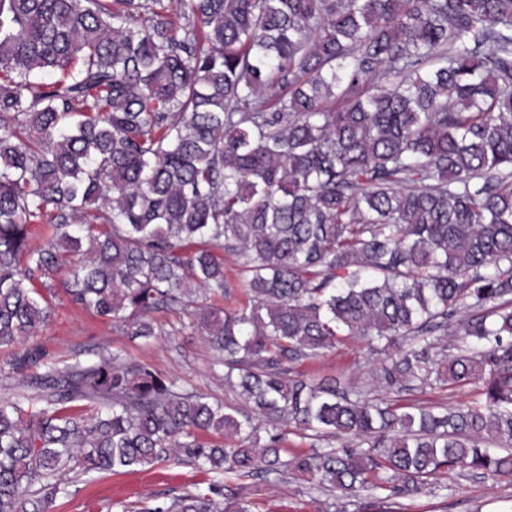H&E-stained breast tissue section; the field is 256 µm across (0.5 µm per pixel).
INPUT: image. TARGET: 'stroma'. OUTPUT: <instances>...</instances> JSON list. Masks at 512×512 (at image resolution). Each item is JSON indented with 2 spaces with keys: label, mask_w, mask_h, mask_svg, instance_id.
Listing matches in <instances>:
<instances>
[{
  "label": "stroma",
  "mask_w": 512,
  "mask_h": 512,
  "mask_svg": "<svg viewBox=\"0 0 512 512\" xmlns=\"http://www.w3.org/2000/svg\"><path fill=\"white\" fill-rule=\"evenodd\" d=\"M224 296L198 295L194 307L176 312H156L151 316L157 339H132L122 326L112 325L71 303L61 283V273H53L37 288L51 309L49 321L33 335L11 347H0V364L13 354L40 348L48 357L68 361L73 357L92 359L101 349L119 351L145 362L166 379L210 399L237 406L241 400L227 386L221 372L213 371L215 352L205 341L194 318V308L215 305L236 309L248 300L237 259L224 256ZM376 355L367 345L346 338L322 357L301 363L299 372L312 377H333L363 394H380L376 381ZM208 473L189 460L167 461L141 471L89 480L77 474L67 476V493L56 498L55 512H112V505L124 502L139 512L145 506L193 491L209 481ZM437 489L414 498L380 501L368 496L345 500L330 494H315L295 475L259 480H233L232 485L250 504L251 512H512V477H480L455 470L437 477Z\"/></svg>",
  "instance_id": "obj_1"
}]
</instances>
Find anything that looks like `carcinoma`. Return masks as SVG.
Masks as SVG:
<instances>
[{"mask_svg":"<svg viewBox=\"0 0 512 512\" xmlns=\"http://www.w3.org/2000/svg\"><path fill=\"white\" fill-rule=\"evenodd\" d=\"M218 251L251 304L195 320L250 410L119 351L17 354L0 512L181 457L214 479L142 512H250L231 475L343 499L512 476V0H0V346L48 320L35 284L64 264L73 303L150 339L153 313L224 295ZM343 336L387 389L482 399L297 371ZM288 428L340 444L285 460ZM377 356L372 354L367 345L355 339L346 338L322 357L306 360L297 370L308 377H336L356 390L368 396L385 395L399 400L402 404L429 405L435 403L457 406L480 398V388L474 385L449 386L443 390L421 393L420 391L403 392L396 397L385 394L376 381Z\"/></svg>","mask_w":512,"mask_h":512,"instance_id":"carcinoma-1","label":"carcinoma"}]
</instances>
